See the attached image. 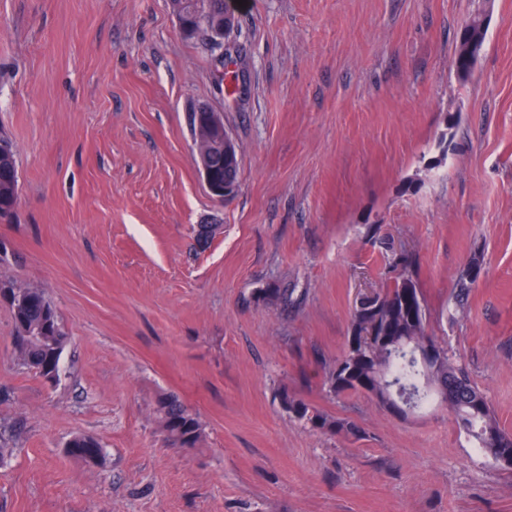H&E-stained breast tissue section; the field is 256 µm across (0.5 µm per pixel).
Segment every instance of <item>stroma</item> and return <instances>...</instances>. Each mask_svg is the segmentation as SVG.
Masks as SVG:
<instances>
[{
    "instance_id": "stroma-1",
    "label": "stroma",
    "mask_w": 512,
    "mask_h": 512,
    "mask_svg": "<svg viewBox=\"0 0 512 512\" xmlns=\"http://www.w3.org/2000/svg\"><path fill=\"white\" fill-rule=\"evenodd\" d=\"M480 11L463 81L456 36ZM233 12L219 73L169 0H0V131L19 180L0 271L44 289L68 338L46 382L17 364L0 303V512H512V470L448 412L404 420L322 388L354 300L409 253L430 333L512 432V0ZM199 103L237 148L226 200L198 173ZM279 281L295 290L284 313L255 301ZM283 386L359 435L294 421ZM163 394L198 416V447L168 445ZM77 433L104 465L68 453Z\"/></svg>"
}]
</instances>
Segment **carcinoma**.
I'll use <instances>...</instances> for the list:
<instances>
[{
  "mask_svg": "<svg viewBox=\"0 0 512 512\" xmlns=\"http://www.w3.org/2000/svg\"><path fill=\"white\" fill-rule=\"evenodd\" d=\"M179 19L180 33L204 43L215 61L224 63V42L216 40L206 20L224 17V0H171ZM208 113L194 109L189 116L197 156L206 158L214 186L239 190L238 155L223 158L217 134L208 130ZM18 170L15 148L0 136V219L9 217L18 200ZM390 285L360 297L351 315V334L343 353L331 364L324 381L334 399L367 393L387 411L406 416L438 401L453 413L458 429L473 438L475 447L504 469H512V433L497 423L487 398L475 387L467 372L448 355V348L427 333L429 311L418 286L415 261L407 254L394 260ZM480 276V267L464 271L458 280L457 303L463 305L470 285ZM295 289L274 283L262 288L257 299L265 305L288 310ZM9 300L14 324V347L18 363L42 376L56 351H63L66 333L54 304L45 292L0 273V297ZM376 334L367 335L368 325ZM281 406L297 422L326 435L355 436L359 427L346 419L326 414L284 387L278 393ZM156 418L173 448H195L203 441V429L174 395H163L156 404ZM69 452L92 465L104 458L103 448L92 437L77 434L68 443Z\"/></svg>",
  "mask_w": 512,
  "mask_h": 512,
  "instance_id": "1",
  "label": "carcinoma"
}]
</instances>
